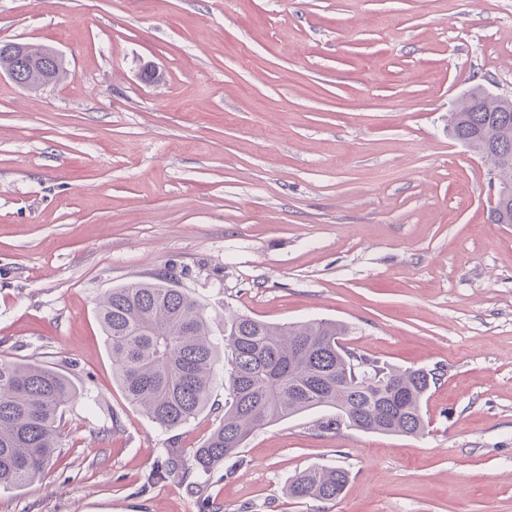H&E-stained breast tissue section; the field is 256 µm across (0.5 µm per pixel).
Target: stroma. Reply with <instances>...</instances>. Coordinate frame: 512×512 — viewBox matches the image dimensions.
<instances>
[{
  "label": "stroma",
  "instance_id": "1",
  "mask_svg": "<svg viewBox=\"0 0 512 512\" xmlns=\"http://www.w3.org/2000/svg\"><path fill=\"white\" fill-rule=\"evenodd\" d=\"M0 42L67 69L0 78V358L76 390L63 448L0 512H512V224L448 135L474 87L512 97V0H0ZM167 270L210 316L336 320L355 353L442 367L425 435L316 410L205 492L149 483L221 414L164 430L129 404L96 303ZM311 466L349 472L338 499L289 498Z\"/></svg>",
  "mask_w": 512,
  "mask_h": 512
}]
</instances>
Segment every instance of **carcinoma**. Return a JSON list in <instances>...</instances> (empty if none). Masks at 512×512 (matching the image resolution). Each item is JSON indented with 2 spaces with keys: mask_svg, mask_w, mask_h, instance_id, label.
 Returning <instances> with one entry per match:
<instances>
[{
  "mask_svg": "<svg viewBox=\"0 0 512 512\" xmlns=\"http://www.w3.org/2000/svg\"><path fill=\"white\" fill-rule=\"evenodd\" d=\"M449 135L484 154L502 187L491 209L496 224H512V102L477 87L450 113ZM97 317L112 375L126 400L165 430L179 428L211 401L224 362V418L199 448H169L150 483L193 478L202 489L224 460L257 430L316 409L333 411L323 430L425 433L423 402L443 368L400 369L365 355L348 357L333 320L271 324L224 311V346L212 337L204 308L173 285L170 274L130 282L105 293ZM76 391L61 373L35 362L0 358V486H24L44 474L62 447L61 420ZM349 474L309 467L288 483V497L333 501Z\"/></svg>",
  "mask_w": 512,
  "mask_h": 512,
  "instance_id": "obj_1",
  "label": "carcinoma"
}]
</instances>
